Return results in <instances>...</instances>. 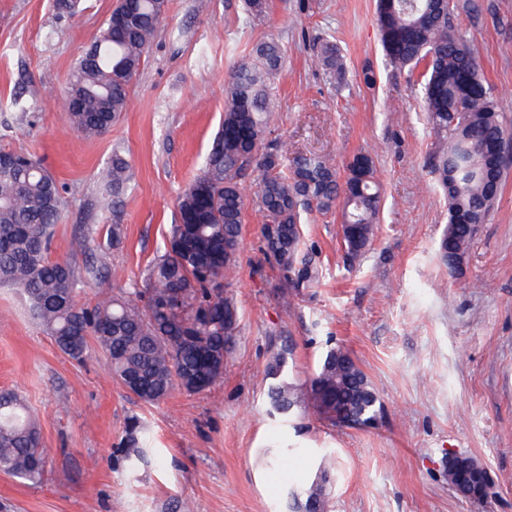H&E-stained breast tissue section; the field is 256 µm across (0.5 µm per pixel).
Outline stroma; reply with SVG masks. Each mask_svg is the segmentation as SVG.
<instances>
[{
	"mask_svg": "<svg viewBox=\"0 0 512 512\" xmlns=\"http://www.w3.org/2000/svg\"><path fill=\"white\" fill-rule=\"evenodd\" d=\"M117 0H84L70 19L54 0H0V151L32 155L56 179L64 209L50 256L107 278L79 299L143 287L164 254L177 198L203 165L224 115V87L253 46L275 38L267 142L317 153L345 172L372 155L381 186L376 235L349 258L337 212L302 216L303 251L319 270L281 298V273L263 251L264 217L252 178L234 276L224 282L238 320L222 379L149 404L124 389L100 351L64 354L25 298L0 286V392L19 393L39 419L41 483L0 473V512H290L323 450L336 460L328 512H512V161L502 194L451 272L436 252L448 204L428 159L420 77L385 58L376 0H269L249 17L243 0H169L117 122L87 137L71 125L67 78ZM457 23L512 132V0H451ZM336 43L343 70L317 58ZM373 83H366L365 72ZM130 163L120 195L100 180L113 153ZM122 241L109 246L112 225ZM350 352L380 402L373 426H331L314 412L291 422L267 413L271 356L304 382L328 347ZM149 432L148 455L127 461L130 421ZM287 441V461L265 449ZM465 454L489 474L474 503L449 487L446 458Z\"/></svg>",
	"mask_w": 512,
	"mask_h": 512,
	"instance_id": "1",
	"label": "stroma"
}]
</instances>
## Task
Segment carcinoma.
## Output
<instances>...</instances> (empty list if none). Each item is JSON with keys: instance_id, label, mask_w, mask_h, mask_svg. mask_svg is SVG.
Wrapping results in <instances>:
<instances>
[{"instance_id": "1", "label": "carcinoma", "mask_w": 512, "mask_h": 512, "mask_svg": "<svg viewBox=\"0 0 512 512\" xmlns=\"http://www.w3.org/2000/svg\"><path fill=\"white\" fill-rule=\"evenodd\" d=\"M132 5L138 20L114 29L106 19L69 75V119L84 135L107 132L125 111L130 84L166 14L167 0H133ZM376 16L389 62L421 69L429 124L438 133L453 134L429 164L448 197V228L438 254L445 263L451 256L462 258L474 229L455 216L472 212L485 222L503 189L504 155L491 150L508 135L498 102L454 23L450 0H377ZM319 60L333 73L342 69L333 43L320 46ZM281 62L282 49L270 39L257 43L234 67L222 125L178 199L171 248L150 267L146 288L92 307L80 305L77 296L100 280L101 267L90 263L79 269L49 256L51 228L63 208L56 180L30 155L0 152V283L22 293L33 318L63 353L80 360L97 347L109 360L112 376L144 402H160L175 388L205 391L224 375L237 317L220 283L235 267L240 248L247 171L257 173L264 249L281 271L282 297L318 278L302 250V211L341 206V239L353 258L364 254L375 236L381 199L370 155H354L341 178L325 156L297 154L286 162L276 147L260 152L270 83ZM128 168L121 156L112 158L103 175L112 192L124 188ZM286 363L282 351L267 365L272 414L288 420L311 408L330 424L346 426H366L377 418V394L344 349L329 348L303 387L289 379ZM0 471L33 483L45 473L37 419L12 392L0 393ZM326 477L322 468L309 487L291 492L292 507L312 501L315 512H327L320 484Z\"/></svg>"}]
</instances>
